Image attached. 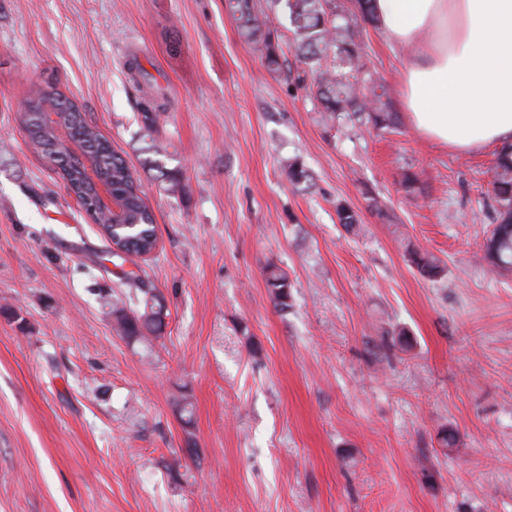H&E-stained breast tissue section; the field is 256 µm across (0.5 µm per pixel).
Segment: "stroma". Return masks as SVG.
Returning <instances> with one entry per match:
<instances>
[{
    "instance_id": "35a3bbf8",
    "label": "stroma",
    "mask_w": 512,
    "mask_h": 512,
    "mask_svg": "<svg viewBox=\"0 0 512 512\" xmlns=\"http://www.w3.org/2000/svg\"><path fill=\"white\" fill-rule=\"evenodd\" d=\"M270 21L280 74L224 0H0V512H512V272L477 260L495 150L423 138L402 112L407 58L358 18L355 77L384 79L398 126L324 120ZM134 55L164 94L149 125ZM43 82L139 173L153 255L108 261L29 148L17 113ZM292 156L311 191L290 185ZM409 242L446 275L422 277ZM271 264L293 284L284 311ZM128 272L166 304L149 343L104 307Z\"/></svg>"
}]
</instances>
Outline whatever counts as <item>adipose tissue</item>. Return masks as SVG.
I'll use <instances>...</instances> for the list:
<instances>
[{
	"label": "adipose tissue",
	"mask_w": 512,
	"mask_h": 512,
	"mask_svg": "<svg viewBox=\"0 0 512 512\" xmlns=\"http://www.w3.org/2000/svg\"><path fill=\"white\" fill-rule=\"evenodd\" d=\"M405 50L430 40L402 76V104L426 139L458 153L512 143V0H373Z\"/></svg>",
	"instance_id": "1"
}]
</instances>
